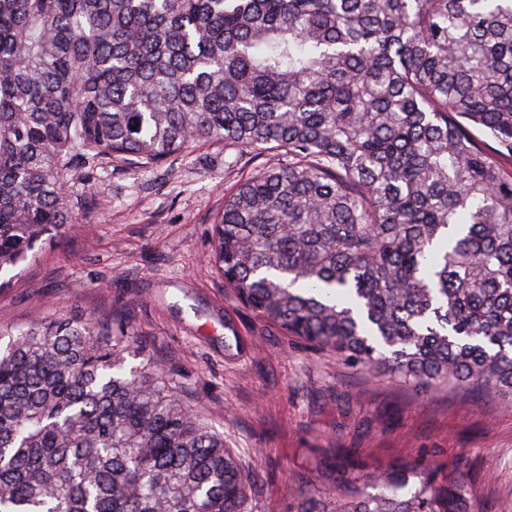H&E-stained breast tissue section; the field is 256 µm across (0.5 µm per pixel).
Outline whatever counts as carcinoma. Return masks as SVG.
Wrapping results in <instances>:
<instances>
[{
    "mask_svg": "<svg viewBox=\"0 0 512 512\" xmlns=\"http://www.w3.org/2000/svg\"><path fill=\"white\" fill-rule=\"evenodd\" d=\"M270 150L210 261L343 364L512 404V0H0V275L72 220L69 173ZM0 512H254L239 457L138 330H0ZM296 512H470L430 471ZM382 490L370 494L367 488Z\"/></svg>",
    "mask_w": 512,
    "mask_h": 512,
    "instance_id": "obj_1",
    "label": "carcinoma"
}]
</instances>
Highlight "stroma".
Returning <instances> with one entry per match:
<instances>
[{
    "label": "stroma",
    "instance_id": "1",
    "mask_svg": "<svg viewBox=\"0 0 512 512\" xmlns=\"http://www.w3.org/2000/svg\"><path fill=\"white\" fill-rule=\"evenodd\" d=\"M284 162L202 146L76 171L73 220L0 288V327L83 313L138 329L260 486L255 512H294V492L345 458L378 474L413 462L447 475L473 512H512V408L345 366L255 317L209 262L225 189Z\"/></svg>",
    "mask_w": 512,
    "mask_h": 512
}]
</instances>
